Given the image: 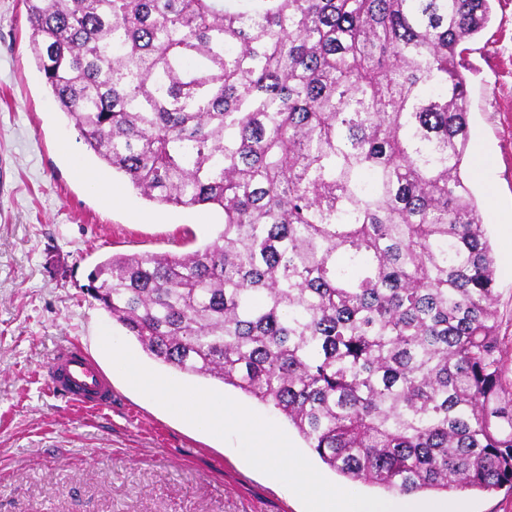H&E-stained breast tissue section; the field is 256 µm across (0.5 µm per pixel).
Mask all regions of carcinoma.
Wrapping results in <instances>:
<instances>
[{
	"label": "carcinoma",
	"mask_w": 512,
	"mask_h": 512,
	"mask_svg": "<svg viewBox=\"0 0 512 512\" xmlns=\"http://www.w3.org/2000/svg\"><path fill=\"white\" fill-rule=\"evenodd\" d=\"M493 0H22L80 139L224 225L86 294L174 372L270 407L352 484L512 489L496 271L463 176Z\"/></svg>",
	"instance_id": "1"
}]
</instances>
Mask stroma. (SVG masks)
<instances>
[{"label": "stroma", "instance_id": "35a3bbf8", "mask_svg": "<svg viewBox=\"0 0 512 512\" xmlns=\"http://www.w3.org/2000/svg\"><path fill=\"white\" fill-rule=\"evenodd\" d=\"M22 0H0V512H304L277 479L253 468L234 443L198 431L135 390L101 346L108 314L80 287L115 254H180L222 228L214 208L172 209L144 199L91 155L59 111L28 50ZM470 177L496 266L504 369L512 380V0L466 55ZM111 185L104 201L90 177ZM79 342L110 374L112 406L90 413L45 383L61 343ZM145 367L221 393L274 421L318 471L322 464L285 419L239 390L176 376L126 338ZM419 504H469L512 512V491L422 492Z\"/></svg>", "mask_w": 512, "mask_h": 512}]
</instances>
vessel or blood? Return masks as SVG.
<instances>
[{
	"instance_id": "1",
	"label": "vessel or blood",
	"mask_w": 512,
	"mask_h": 512,
	"mask_svg": "<svg viewBox=\"0 0 512 512\" xmlns=\"http://www.w3.org/2000/svg\"><path fill=\"white\" fill-rule=\"evenodd\" d=\"M47 386L67 403L90 412L112 404V384L79 344L65 343L54 355L46 374Z\"/></svg>"
}]
</instances>
